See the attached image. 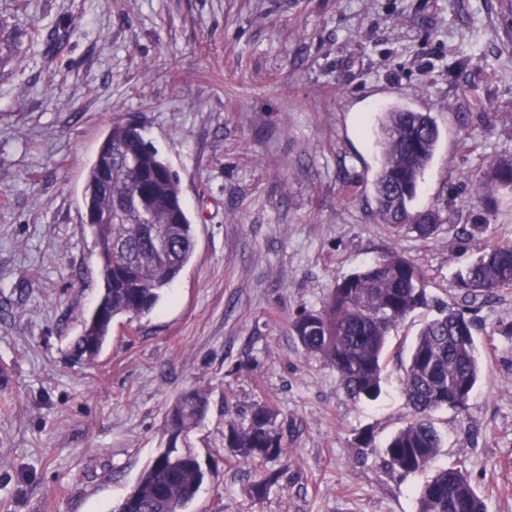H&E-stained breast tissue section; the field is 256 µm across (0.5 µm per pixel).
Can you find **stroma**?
<instances>
[{"instance_id": "1", "label": "stroma", "mask_w": 512, "mask_h": 512, "mask_svg": "<svg viewBox=\"0 0 512 512\" xmlns=\"http://www.w3.org/2000/svg\"><path fill=\"white\" fill-rule=\"evenodd\" d=\"M48 31L61 52L46 53ZM397 104L440 131L414 202L443 211L428 240L375 213L379 113ZM116 121L138 123L178 175L196 248L150 313L75 361L102 289L85 176ZM500 156L505 0H0V512H115L194 388L210 408L190 436L206 476L189 512H416L427 473L383 453L411 417L400 359L376 401H355L290 320L385 250L458 302L478 244L512 240V191L490 211L471 186ZM469 316L484 367L464 410L433 413L432 467L459 470L486 512H512V289ZM258 404L275 409L288 461L226 450L228 422ZM256 476L271 480L260 500Z\"/></svg>"}]
</instances>
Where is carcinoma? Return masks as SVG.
Segmentation results:
<instances>
[{
	"label": "carcinoma",
	"mask_w": 512,
	"mask_h": 512,
	"mask_svg": "<svg viewBox=\"0 0 512 512\" xmlns=\"http://www.w3.org/2000/svg\"><path fill=\"white\" fill-rule=\"evenodd\" d=\"M438 140L429 112L393 108L382 113L376 216L394 234L407 230L428 239L446 222L440 208H411ZM488 186L512 188L511 158L491 160L476 181V199L493 204L495 199L485 193ZM83 197L85 209L96 217L89 229L99 248L102 294L100 312L84 320L70 353L77 360H94L110 340L116 319L150 312L179 278L193 257L195 232L177 176L130 123L112 124L88 169ZM456 280L463 304L431 301L421 270L388 250L337 283L322 309L301 308L291 318L305 353L329 362L351 397L374 401L382 391L391 332L414 310L437 307L438 316L420 329L404 365L402 389L411 419L384 446L390 466L403 473L425 470L441 451L432 413L465 408L477 385L482 355L465 303L487 302L512 288V241L484 245ZM208 410L209 395L201 388L182 393L171 404L165 431L181 434L183 446L166 445L117 512H187L204 473L186 438ZM274 416L271 407L259 405L246 424L229 423L225 442L232 456L243 462L288 459ZM417 503L418 512H485L468 479L452 467L421 486Z\"/></svg>",
	"instance_id": "1"
}]
</instances>
